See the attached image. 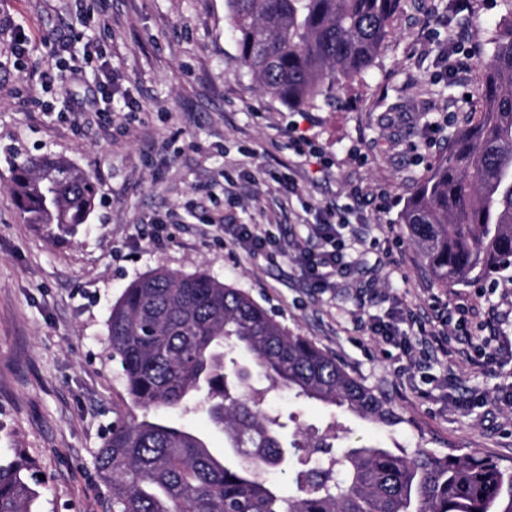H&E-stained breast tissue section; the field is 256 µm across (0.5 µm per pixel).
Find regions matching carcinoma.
I'll use <instances>...</instances> for the list:
<instances>
[{"label": "carcinoma", "instance_id": "obj_1", "mask_svg": "<svg viewBox=\"0 0 512 512\" xmlns=\"http://www.w3.org/2000/svg\"><path fill=\"white\" fill-rule=\"evenodd\" d=\"M240 60L257 86L291 109L336 101L367 72L400 0H225ZM480 63L476 111L448 140L399 214L422 272L453 288L492 278L512 259V23ZM28 224L72 232L98 184L68 161L34 156L13 167ZM112 359L133 406L204 411L224 456L165 417L117 418L97 458L112 512H512V469L492 458L419 449L409 455L343 445L339 424L285 433L267 395L287 390L375 424L394 408L306 336L248 294L200 271L155 269L112 306ZM323 456H317V453ZM288 474L292 492L268 477ZM24 457L0 462V512H33Z\"/></svg>", "mask_w": 512, "mask_h": 512}]
</instances>
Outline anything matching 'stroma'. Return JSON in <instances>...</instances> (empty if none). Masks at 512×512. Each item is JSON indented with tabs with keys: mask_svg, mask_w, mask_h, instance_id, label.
<instances>
[{
	"mask_svg": "<svg viewBox=\"0 0 512 512\" xmlns=\"http://www.w3.org/2000/svg\"><path fill=\"white\" fill-rule=\"evenodd\" d=\"M496 0H401L374 66L342 104L293 110L264 94L240 63L225 0H0V460L23 454L39 473L35 512H109L97 456L132 403L112 360L107 321L129 285L156 268L203 270L247 292L391 403L377 428L287 392L266 404L315 427L338 421L384 447L489 456L512 467V278L441 288L422 273L398 216L469 112L482 51L511 21ZM27 37L30 67L11 44ZM73 36L59 58L45 40ZM78 68L61 80L60 66ZM115 88L117 125L94 111ZM309 140L316 154L294 149ZM51 155L100 184L74 232L25 223L14 164ZM290 179L294 192L278 185ZM349 210L347 273L312 288L291 254L312 207ZM171 218L153 244V223ZM254 224L287 250L277 262L217 242L212 224ZM404 307L413 355L379 342L372 317ZM474 331L456 354L437 336L459 318Z\"/></svg>",
	"mask_w": 512,
	"mask_h": 512,
	"instance_id": "obj_1",
	"label": "stroma"
}]
</instances>
